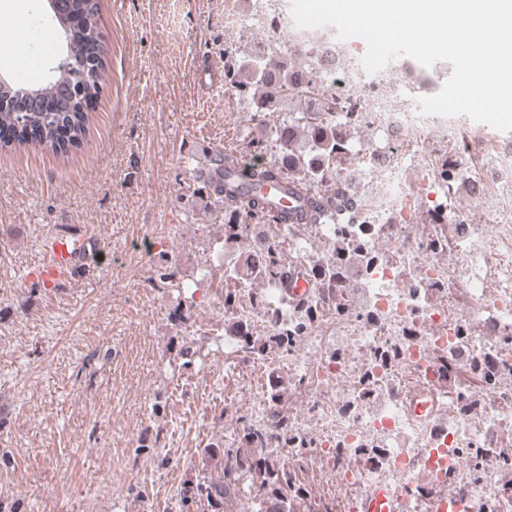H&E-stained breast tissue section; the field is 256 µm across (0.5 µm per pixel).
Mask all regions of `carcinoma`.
Wrapping results in <instances>:
<instances>
[{
    "label": "carcinoma",
    "instance_id": "carcinoma-1",
    "mask_svg": "<svg viewBox=\"0 0 512 512\" xmlns=\"http://www.w3.org/2000/svg\"><path fill=\"white\" fill-rule=\"evenodd\" d=\"M99 0H67V15L95 17ZM61 36H69L82 52L88 81L84 85L63 77L66 67L58 64L51 78L31 88L35 95L22 100L17 111L12 100L0 106V128L18 135L14 142H26L25 133L38 134V143L54 153L66 155L88 131L85 102L95 97L104 81L105 43L96 24L73 23L65 31L56 21ZM300 58L298 64L294 58ZM224 85L238 102L250 107L249 123L258 130L243 137V150L249 164L239 173L242 187L224 183V175L211 167L198 168L196 185L189 198L208 205L224 227L221 254L239 252L237 260L224 269V308L237 301V284L243 280L254 286H273L279 292L282 308H291L295 318L283 322L271 333H256L242 321L226 330L238 338L239 350L247 358L288 350L295 336L312 326L317 301L331 304L342 312L345 306L336 289V264H349L360 258V250L345 242H331L333 261L320 267H306L293 259L294 243L290 227L306 224H353L359 218L353 183L336 181V167L343 158L344 143L358 131L336 117L341 103L330 84L314 76L306 55L278 47L266 55H256L247 46L224 53ZM295 99L300 107L284 113L281 121L270 124L267 113L275 112L285 100ZM277 182L287 184L288 193L305 202L302 210L271 208L263 189ZM296 273L320 282L319 300L288 302V274ZM163 285L183 290L179 267L168 262L158 270ZM271 406L254 422L244 421L230 440L223 438L204 449L207 458L219 462L216 476L203 475L181 491V505L188 509L198 501L210 512H311V492L295 468L285 462L270 463L277 448L296 441L290 418L282 405L288 386L274 376L267 384Z\"/></svg>",
    "mask_w": 512,
    "mask_h": 512
}]
</instances>
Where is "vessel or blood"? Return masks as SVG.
I'll return each mask as SVG.
<instances>
[{"instance_id":"1","label":"vessel or blood","mask_w":512,"mask_h":512,"mask_svg":"<svg viewBox=\"0 0 512 512\" xmlns=\"http://www.w3.org/2000/svg\"><path fill=\"white\" fill-rule=\"evenodd\" d=\"M94 240L86 233H56L41 245L40 257L27 266L23 274L26 284L56 292L72 279L77 261ZM397 494L384 486H374L363 495L359 512H397Z\"/></svg>"}]
</instances>
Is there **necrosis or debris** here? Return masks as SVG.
Segmentation results:
<instances>
[{
    "mask_svg": "<svg viewBox=\"0 0 512 512\" xmlns=\"http://www.w3.org/2000/svg\"><path fill=\"white\" fill-rule=\"evenodd\" d=\"M255 24L287 30L314 73L331 84L349 120L376 142L348 144L363 159L356 179L364 223L294 229L306 266L331 257L322 242L345 238L363 259L338 278L348 309L323 304L281 362L299 403L293 428L322 489L324 512H357L382 484L404 512H512V141L475 135L471 119L424 115L413 59L370 74L361 50L331 28L290 24L281 0H258ZM470 156L463 186L441 188L435 169L458 146ZM426 177L409 187L411 168ZM495 195L476 217L455 209L460 188ZM430 223L418 226L419 213ZM433 412L414 410L416 389Z\"/></svg>",
    "mask_w": 512,
    "mask_h": 512,
    "instance_id": "4bbe7bcc",
    "label": "necrosis or debris"
}]
</instances>
